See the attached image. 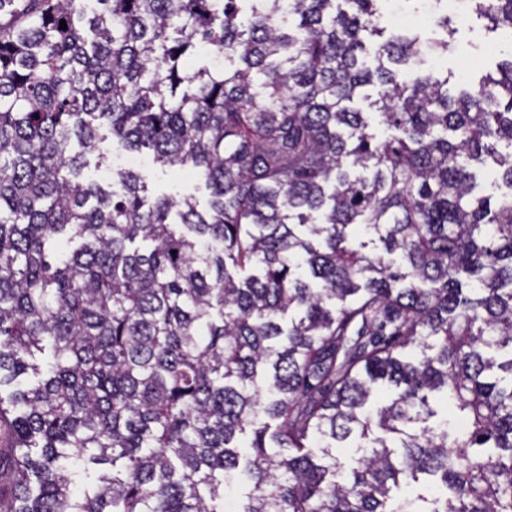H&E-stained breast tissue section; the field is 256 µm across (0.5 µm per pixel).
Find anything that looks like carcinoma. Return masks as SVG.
Instances as JSON below:
<instances>
[{
  "label": "carcinoma",
  "instance_id": "cac0c4a2",
  "mask_svg": "<svg viewBox=\"0 0 512 512\" xmlns=\"http://www.w3.org/2000/svg\"><path fill=\"white\" fill-rule=\"evenodd\" d=\"M379 2L0 0V512H512V60L400 81ZM107 138L101 144V151L105 154L106 160L104 164L100 167L96 166V159L92 158L90 160V164L87 168L84 169L83 175L87 180H97L102 181L101 172L108 167H114L117 160L125 155L131 154V152L125 150L122 145H120L117 141L112 140V136L104 131ZM142 154L148 157V165L142 169H134L141 171L146 175L149 189L155 195H177L191 196L195 198L201 206H204L208 192L205 189L204 179L201 175L194 174L189 170L179 171L166 167H161L152 162L151 156L147 153ZM146 157V158H147ZM147 158V159H148Z\"/></svg>",
  "mask_w": 512,
  "mask_h": 512
}]
</instances>
